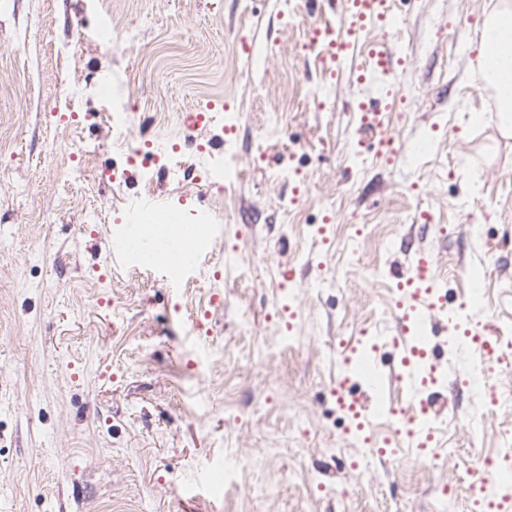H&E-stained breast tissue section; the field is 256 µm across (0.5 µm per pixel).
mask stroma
Masks as SVG:
<instances>
[{
	"instance_id": "stroma-1",
	"label": "stroma",
	"mask_w": 512,
	"mask_h": 512,
	"mask_svg": "<svg viewBox=\"0 0 512 512\" xmlns=\"http://www.w3.org/2000/svg\"><path fill=\"white\" fill-rule=\"evenodd\" d=\"M498 3L400 5L390 161L357 155L360 89L309 45L319 0H0V512H470L508 447L512 366L436 337L448 376L417 392L443 404L434 451L407 468L366 456L331 392L369 363L376 402L408 407L374 353H341L378 319L398 335L392 272L414 252L442 321L512 329V136L471 79ZM103 21L134 47L104 48ZM106 77L135 95L132 143L201 142L192 168L143 184L98 117ZM213 99L241 115L232 138L188 127ZM229 141L245 178L219 191L196 170ZM149 198L206 219L209 246L182 281L131 288L112 244ZM477 374L498 398L479 413Z\"/></svg>"
}]
</instances>
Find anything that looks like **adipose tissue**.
Wrapping results in <instances>:
<instances>
[{"label":"adipose tissue","mask_w":512,"mask_h":512,"mask_svg":"<svg viewBox=\"0 0 512 512\" xmlns=\"http://www.w3.org/2000/svg\"><path fill=\"white\" fill-rule=\"evenodd\" d=\"M512 32V0L501 4L484 22L485 49L495 55L497 68L498 119L500 126L512 132V42L504 41L505 33Z\"/></svg>","instance_id":"ef3b65f1"}]
</instances>
